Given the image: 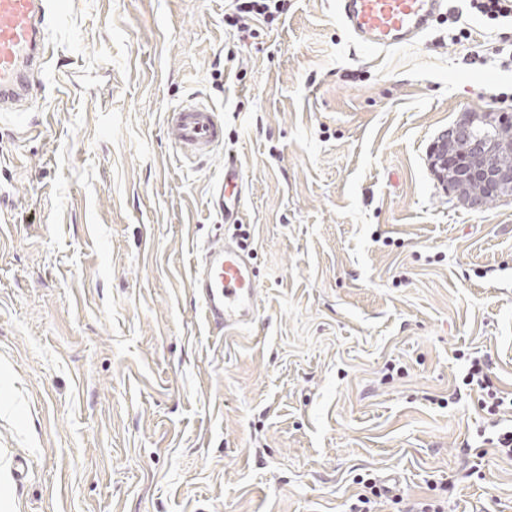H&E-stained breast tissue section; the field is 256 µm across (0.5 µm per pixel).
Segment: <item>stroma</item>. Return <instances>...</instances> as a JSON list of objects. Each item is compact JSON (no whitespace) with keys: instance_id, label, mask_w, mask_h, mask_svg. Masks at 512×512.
I'll return each instance as SVG.
<instances>
[{"instance_id":"35a3bbf8","label":"stroma","mask_w":512,"mask_h":512,"mask_svg":"<svg viewBox=\"0 0 512 512\" xmlns=\"http://www.w3.org/2000/svg\"><path fill=\"white\" fill-rule=\"evenodd\" d=\"M232 11L61 0L32 99L0 112V512H347L367 478L400 497L373 512H512L463 382L478 353L512 392V198L467 208L430 157L461 113L512 119L498 28L443 16L368 53L335 0L245 42ZM189 101L224 115L201 160L166 134ZM239 235L258 313L220 332L191 269ZM243 178L240 169L235 163L224 165V180L218 184L215 190V205L221 212H224V221L230 220L237 213L235 208L239 206L241 201ZM231 201V207L226 205L225 199Z\"/></svg>"}]
</instances>
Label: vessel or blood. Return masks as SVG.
<instances>
[{"mask_svg":"<svg viewBox=\"0 0 512 512\" xmlns=\"http://www.w3.org/2000/svg\"><path fill=\"white\" fill-rule=\"evenodd\" d=\"M445 6L446 0H336V13L359 45L378 51L414 43ZM50 9V0H0V111L30 96L34 69L44 59ZM166 133L177 154L202 158L223 145L224 119L213 108L188 103L168 112ZM242 184L238 166L225 165L214 194L225 219L235 215ZM191 282L210 325L224 331L253 322L257 285L243 243L209 242Z\"/></svg>","mask_w":512,"mask_h":512,"instance_id":"obj_1","label":"vessel or blood"}]
</instances>
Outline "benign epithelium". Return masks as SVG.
I'll return each mask as SVG.
<instances>
[{
    "label": "benign epithelium",
    "instance_id": "benign-epithelium-1",
    "mask_svg": "<svg viewBox=\"0 0 512 512\" xmlns=\"http://www.w3.org/2000/svg\"><path fill=\"white\" fill-rule=\"evenodd\" d=\"M503 123L496 112H465L431 148L439 183L472 208L485 207L491 198L512 197V165L497 162L512 155Z\"/></svg>",
    "mask_w": 512,
    "mask_h": 512
}]
</instances>
